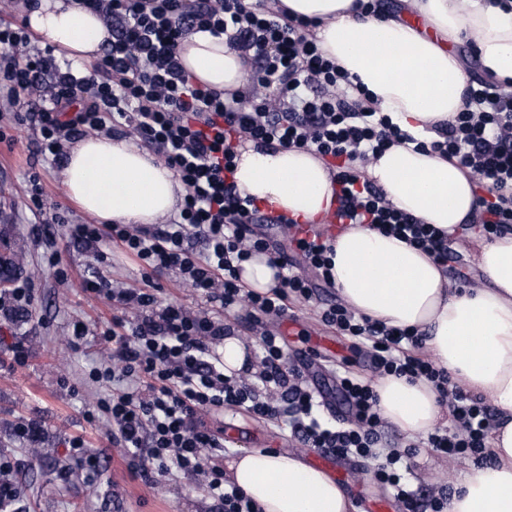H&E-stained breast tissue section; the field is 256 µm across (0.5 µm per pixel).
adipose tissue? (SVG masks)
<instances>
[{"label": "adipose tissue", "instance_id": "ef3b65f1", "mask_svg": "<svg viewBox=\"0 0 512 512\" xmlns=\"http://www.w3.org/2000/svg\"><path fill=\"white\" fill-rule=\"evenodd\" d=\"M289 14L316 21L318 43L351 81L361 83L380 112L410 135L372 159L366 175L397 209L453 231L475 208L473 177L455 160L417 149L433 127L462 111L468 81L449 44L473 41L482 71L512 86V9L486 0H403L404 14L357 15L355 0H280ZM43 43L67 58L89 61L109 37L79 0H41L29 17ZM181 62L202 84L241 89L244 69L223 39L198 32L182 43ZM235 180L244 193L279 212L319 221L334 185L326 163L297 148L240 147ZM64 186L102 224H157L175 211L184 190L172 171L138 143L89 137L69 152ZM335 288L356 312L390 326L428 330L437 362L475 393L489 395L504 420L492 433L497 463L470 467L448 512H512V234L484 241L477 256L485 288L451 283L427 254L391 235L357 224L335 237ZM384 418L407 436L424 435L444 420L429 385L385 377L377 382ZM231 483L261 512H354L333 477L302 455L264 448L227 463Z\"/></svg>", "mask_w": 512, "mask_h": 512}]
</instances>
